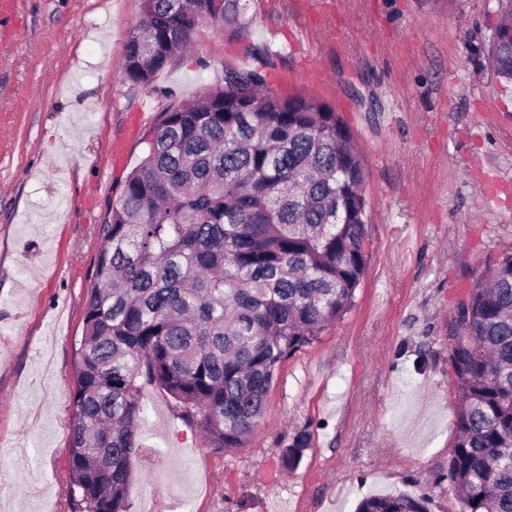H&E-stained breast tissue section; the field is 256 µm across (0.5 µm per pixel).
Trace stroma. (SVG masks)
Returning <instances> with one entry per match:
<instances>
[{
	"instance_id": "35a3bbf8",
	"label": "stroma",
	"mask_w": 512,
	"mask_h": 512,
	"mask_svg": "<svg viewBox=\"0 0 512 512\" xmlns=\"http://www.w3.org/2000/svg\"><path fill=\"white\" fill-rule=\"evenodd\" d=\"M335 2L326 19L319 0H249L243 38L202 27L140 86L120 70L140 0H16L0 26V512H68L98 227L159 112L228 69L348 126L365 159L368 260L352 310L281 365L245 447L212 448L144 384L128 512H354L398 493L460 512L448 323L512 247V86L489 62L497 0ZM325 20L350 51L308 45Z\"/></svg>"
}]
</instances>
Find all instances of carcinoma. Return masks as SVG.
<instances>
[{"mask_svg": "<svg viewBox=\"0 0 512 512\" xmlns=\"http://www.w3.org/2000/svg\"><path fill=\"white\" fill-rule=\"evenodd\" d=\"M249 0H141L123 78L147 86L200 27L238 38ZM490 37L512 82V0ZM224 71L175 102L98 228L70 399L69 512H127L144 413L142 384L175 401L213 448L245 445L281 364L355 304L367 254L364 159L324 103ZM456 431L448 482L463 512H512V248L492 260L448 325ZM308 435L283 457L297 468ZM356 512H427L378 495Z\"/></svg>", "mask_w": 512, "mask_h": 512, "instance_id": "obj_1", "label": "carcinoma"}]
</instances>
